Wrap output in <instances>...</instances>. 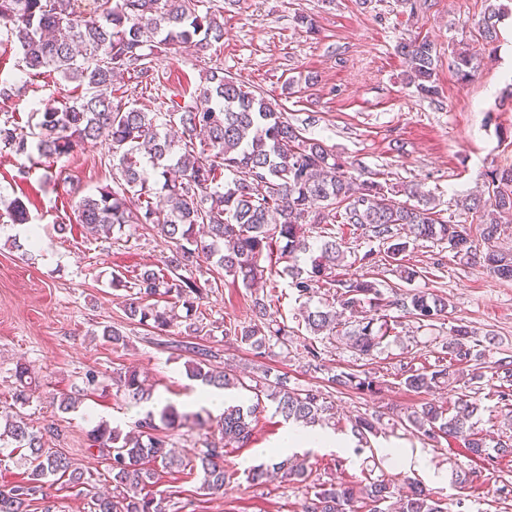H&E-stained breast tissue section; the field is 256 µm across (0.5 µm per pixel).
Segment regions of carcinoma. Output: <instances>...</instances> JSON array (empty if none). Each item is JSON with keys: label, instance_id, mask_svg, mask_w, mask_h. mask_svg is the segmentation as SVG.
I'll return each mask as SVG.
<instances>
[{"label": "carcinoma", "instance_id": "carcinoma-1", "mask_svg": "<svg viewBox=\"0 0 512 512\" xmlns=\"http://www.w3.org/2000/svg\"><path fill=\"white\" fill-rule=\"evenodd\" d=\"M93 13L75 7V0H0V27L17 43L27 75L55 73L83 89L58 106L37 109L36 131L24 133L0 125V143L32 164L74 152L89 141H110L104 164L112 170L113 185L74 204L77 221L106 234L128 224H142L171 244L163 266L146 268L132 280L112 277V287L130 293L124 304L127 320L161 334L173 322V310L160 306L171 299L182 306L188 323L184 334L209 335L203 321L193 317L208 295L209 280L183 274L200 255L213 260L215 279L233 277L247 288H262L268 268L261 260L287 259L288 287L302 298L321 288L333 290L331 301L306 309L305 328L315 336L335 337L362 357H373L383 340L396 329L389 314L401 308L421 322L447 317L448 303L436 294L414 290L402 295L385 293L365 274L336 279V266L344 259L335 225L345 224L385 246L386 257L398 263L399 279L411 283L421 277L415 265L399 263V256L420 240L446 241L454 257L478 264L501 279H512V250L493 241L499 234V215L512 211V168L489 174L485 195L466 209L480 221L486 250L479 251L467 227L445 220L432 211L415 184L401 188L405 201L393 198L388 186L358 180L348 162L320 142L305 138L266 99L244 90L216 67L205 74L198 102L172 112H144L116 96L115 82L128 75L148 88L155 80L154 60L180 48L206 52L224 39L218 20L220 7L213 0H95ZM503 8L488 3L482 19L484 39L492 42ZM397 51L410 66L411 81L423 95L437 93L433 77L436 50L427 39L402 41ZM460 80L467 82L476 66L473 55L454 56ZM235 175L224 180L225 172ZM8 217L14 224L29 223V211L19 200L10 202ZM318 230L319 245L308 243L307 227ZM254 319L246 326L224 324V336L262 353L275 341L288 342V326L272 318L266 299L253 300ZM472 331L457 325L445 343L448 364L434 370H405L404 385L417 394L446 383L479 380L483 373L470 368L476 359L470 344ZM189 376L206 387L225 390L234 383L231 373L217 363L218 353L192 343ZM15 414L0 426V447L20 452L26 477L7 492H0V512H27L31 497L45 485L65 478L74 486H93L92 476L73 466L62 453L46 447L57 428H35L20 409L30 402L32 369H15ZM328 382L344 390L372 392L376 377L365 372L341 371ZM118 394L139 405L153 400L135 371L114 378ZM275 404L285 421L311 427L331 416L333 407L317 387L291 388L287 378L249 387ZM484 409L481 400L463 391L450 404L426 401L404 413L414 432L429 440L452 438L468 454L482 461L512 455V441L489 446L486 434L473 417ZM263 412L261 401L248 408L226 405L216 418L206 407L189 414L168 403L149 411L122 433L101 422L88 431L90 446L109 461L112 494L90 496V512H168V497L149 491L157 471L153 465L201 477V487L222 491L231 474L224 469L226 449L242 448L252 438ZM194 420L217 430L219 440H204L192 453L177 456L169 450L168 430L181 421ZM380 417L360 414L352 422L359 440L378 433ZM276 474L288 481H306L312 471L305 460L287 456L270 466H257L248 479L255 485ZM313 498L303 512H446L439 499L416 482L394 499L392 483L380 475L360 481L330 479L313 484Z\"/></svg>", "mask_w": 512, "mask_h": 512}]
</instances>
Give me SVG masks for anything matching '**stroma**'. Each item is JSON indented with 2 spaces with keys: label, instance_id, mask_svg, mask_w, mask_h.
<instances>
[{
  "label": "stroma",
  "instance_id": "1",
  "mask_svg": "<svg viewBox=\"0 0 512 512\" xmlns=\"http://www.w3.org/2000/svg\"><path fill=\"white\" fill-rule=\"evenodd\" d=\"M223 6L224 42L200 55L190 49L159 57L158 92L138 96L147 112H164L191 102L208 68L223 67L225 75L244 89L263 96L284 112L305 137L322 142L353 163L362 180L389 185L417 183L432 206L446 220L466 222L472 236L480 226L464 210L465 199L483 193L490 171L512 167V0H499L505 15L494 43H486L479 29L486 0H215ZM312 19L306 32L297 15ZM419 36L434 43L439 62L434 80L437 93L421 95L396 52L398 41ZM469 49L478 68L470 81H460L454 54ZM16 43L0 35V75L17 78L20 86L11 98L0 99V123L11 121L32 131L33 111L40 102L73 95L72 86L59 84L57 75L26 76L21 72ZM109 144H85L50 165L30 168L0 148V413L13 405L14 372L26 364L36 373L33 398L23 410L34 427L55 424L57 436L49 447L93 473L106 472L108 462L89 450L87 433L100 422L129 431L140 407L117 395L113 379L132 368L146 376L161 402L187 412V399L199 381L187 373V353L157 344L150 328L129 323L123 313V291L110 282L113 274L131 277L162 264L170 245L139 224L126 225L111 236L86 233L77 224L72 205L82 196L111 183L110 168L101 165ZM23 199L30 223L40 234L33 245L5 212L9 203ZM60 224L72 230L58 234ZM409 263L422 267V278L412 289L438 294L448 301V320L425 326L401 314L395 336L380 353L360 357L335 341L310 335L298 320L301 304L273 264L267 282L269 312L287 322V344L271 343L257 356L245 345L225 337L224 322L248 324L252 297L241 283L223 277L214 284L199 310L213 322L200 344L218 351L227 368L243 378L264 371L283 374L292 387H327L330 374L342 370L368 372L378 378L380 390L362 395L332 390L339 448H310L306 454L314 477L351 479L361 471L379 468L397 487L415 481L448 504V512H512V495H500L503 483H512V460L494 467L468 456L455 440L429 441L417 437L397 418L423 401L450 402L451 387L430 394L408 391L405 368L434 367L451 326L464 324L473 332L482 367L512 357V281L497 279L481 266L454 258L447 243L418 242L408 252ZM114 325L127 336V345L113 348L101 336L103 326ZM323 351V367L311 369L307 345ZM99 375L92 394H84L87 370ZM499 383L484 377L470 389L481 397L480 428L492 435H512V413L495 406ZM77 398L69 412L58 408L62 396ZM380 413L385 431L360 448L351 433L352 419ZM288 429L281 416L266 409L259 416L251 442L229 449L224 465L230 485L209 493L200 478L160 470L153 490L159 494L180 488L171 512H302L308 484L272 481L258 488L247 475L251 468L271 463ZM387 448H408L427 460L422 468L384 456ZM344 468H337V461ZM473 471V481L459 487L455 475ZM81 488L58 481L44 486L28 512H88Z\"/></svg>",
  "mask_w": 512,
  "mask_h": 512
}]
</instances>
